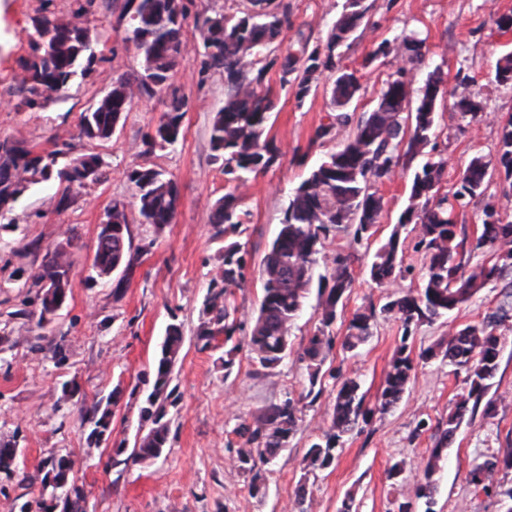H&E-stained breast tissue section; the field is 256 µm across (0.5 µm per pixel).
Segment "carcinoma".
I'll return each instance as SVG.
<instances>
[{
  "instance_id": "obj_1",
  "label": "carcinoma",
  "mask_w": 512,
  "mask_h": 512,
  "mask_svg": "<svg viewBox=\"0 0 512 512\" xmlns=\"http://www.w3.org/2000/svg\"><path fill=\"white\" fill-rule=\"evenodd\" d=\"M249 3V7L232 15L214 9L212 14L199 15L194 20L203 49L202 69L224 76V106L213 116L209 142L215 159L224 162V175L234 183L233 190L216 201L211 223L224 226L226 234L237 232L248 217L240 207L241 189L247 186L250 176L267 171L281 157L274 140L266 134L275 107L269 86L272 70L278 71L281 86H292L299 103L308 97L320 75L334 74L327 88L328 122L318 126L315 139L345 133L338 149L313 165L294 189L280 230L261 260L262 296L252 317L247 345L262 367H275L288 355L290 332L305 306L326 241L341 233L352 236L356 244L370 240V229L385 207L380 187L398 173L414 168L407 205L388 237L376 248L369 266L370 280L379 288L393 289L394 299L379 308L371 304L358 309L348 323L343 348L353 352L364 345L373 335L379 314L400 322L401 344L374 406L365 404L356 379L336 381L329 426L310 445L303 458L304 469L330 467L344 435L402 398L414 370L407 341L416 327L448 316L488 284L503 282V301L480 323L455 327L448 338L420 354L422 359L442 356L454 367V373H464L466 384L458 394L455 410L448 414L446 428L436 435L423 469L424 482L415 487V496L421 498L423 488L434 486L441 449L448 447L469 408L481 405L487 416L496 411V401L486 398L487 381L494 375L500 353L496 328L512 318V222L482 221L475 242L465 248L466 237L458 231L455 213L484 194L488 162L483 155L474 154L466 167V183L450 195L441 192L446 160L433 154L436 146L432 145L436 140L437 112L421 119L428 94L439 88V70L430 73L420 86L414 113L402 114V103L416 80L426 43L419 32L403 33L378 45L370 60L393 55L399 58V65L385 80L373 109L356 119L350 108L362 85L353 83L344 68L336 67L335 57L372 5L366 0H344L325 48L309 47L308 39L300 32L296 49L279 55L271 46L288 27V6L273 0ZM125 14L129 15L132 33L125 40L135 41L142 73L134 78L118 77L94 111L81 113V133L89 139L107 140L131 110L135 98L165 93L167 110L159 120L156 135L146 145L151 149L172 146L180 138L187 106L186 96L174 87V78L184 51L182 31L188 25V8L183 0H125ZM48 34L55 42L51 55L40 47V40ZM29 41L34 55L23 66L20 91L30 95V105L36 104L38 98L47 101L64 91L76 75L85 77L92 72L95 50L80 9L70 17L35 18ZM494 79L512 84L511 52L498 61ZM451 95L456 99L455 106L469 105V111L460 113L462 119L471 123L482 119V108L473 100L468 84L455 86ZM58 155L55 151L33 156L28 150L1 144L0 208L14 201L30 183L54 179L69 185H86L82 167L87 157L94 162L91 181L100 180L102 162L98 155H82L63 168L56 167ZM497 165L503 175L502 190L507 195L512 192V117L499 124ZM129 179L137 189L144 222L158 229L171 223L179 200L176 182L152 167L132 170ZM408 226L415 232L416 247L423 249L426 257L422 285L416 291L396 288L397 280L403 277L401 230ZM478 250L488 253L489 258L473 264L472 253ZM135 261L114 236L101 242L94 267L100 277L109 274V268L118 263L130 270ZM354 261V254L338 251L325 265V274L319 276V324L299 354V361L306 363L310 394L323 377L322 367L333 345L330 328L336 322L338 307L354 288ZM73 265L69 252L56 247L47 252V260L33 275L34 283H48L54 287L53 295L66 297L70 292L66 276ZM246 270L240 244L226 246L223 267L210 281L202 303V315L207 320L200 327L198 339L205 348L219 336L231 344L225 351L226 369L233 366V353L239 348L234 337L242 330L243 321L238 317L234 291L244 286ZM182 343L181 324H169L155 365L154 390L140 408L141 417L152 421L153 427L135 443L130 458L136 461L156 460L165 451L169 427L164 421L165 406L159 399L170 382ZM303 399V395L298 399L289 397L262 408L252 416L251 423L238 427L240 442L235 461L240 470L252 474V490H260L257 462L268 461L296 432L298 405ZM15 459L13 444L1 442L0 472L13 473ZM64 460L63 455L57 457V485L51 491L62 495L60 512H86L83 487L64 468ZM500 463L512 468V448L504 449L502 457L494 461L476 464L469 473L471 484L489 491Z\"/></svg>"
}]
</instances>
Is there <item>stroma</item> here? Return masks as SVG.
I'll return each instance as SVG.
<instances>
[{"label":"stroma","mask_w":512,"mask_h":512,"mask_svg":"<svg viewBox=\"0 0 512 512\" xmlns=\"http://www.w3.org/2000/svg\"><path fill=\"white\" fill-rule=\"evenodd\" d=\"M343 0H287L290 25L280 37V52L305 35L310 45L324 43ZM125 0H87L85 22L99 37L102 59L86 78L76 79L59 97L28 107L19 92L22 64L31 54L27 34L33 18L46 14L69 16L78 0H0V142L35 154L62 151L64 160L96 154L103 176L82 187L58 181L28 185L0 217V438L15 442L18 472L0 474V512H17L24 501L43 492L45 463L66 454L87 495V512H291L294 490L306 484L312 512H339L353 498L355 512H396L412 499V512H425L414 489L423 479V464L434 436L453 411L465 384L442 358L421 359L423 350L447 336L450 326L482 321L501 301V286L493 283L469 303L432 323L418 326L406 341L415 369L402 399L385 413L346 436L333 465L308 472L301 461L310 444L329 423L336 375L357 377L366 404L380 395L402 329L392 319H378L373 335L350 354L342 348L346 326L356 309L385 303V293L369 278L366 262L355 265L356 282L342 313L331 327L334 338L323 369L322 392L315 401L302 400L296 434L275 460L261 466L262 486L252 491L250 477L233 460L236 427L251 422L260 408L309 388L302 364L285 358L277 367H261L252 357L245 334H237L234 365L225 368L223 348H203L197 337L203 320L202 302L211 279L223 264L224 248L238 241L246 251V287L236 294L242 314L253 316L260 303V262L278 233L294 188L310 166L339 147L340 138L315 140L327 111L319 88L296 102L289 88L271 73L276 107L269 130L283 156L267 172L251 177L241 201L248 224L235 236L211 222L215 201L228 191L222 161L210 149L208 128L224 104V78L201 74L194 26L183 32L185 50L175 83L188 97L182 119L184 137L176 145L146 149L166 109L165 95L136 99L112 138L82 136L79 118L109 90L113 79L140 69V59L124 41L128 19ZM512 14V0H374L365 22L341 56L342 65L358 69L362 95L357 112L373 108L380 89L397 67L383 58L365 64L378 44L404 32L426 36L420 74L441 68L446 87L468 80L483 107L484 118L470 125L461 120L451 98L440 104L437 151L447 161L443 190H453L459 172L473 154L489 162L483 198L459 210L456 222L467 239L480 232L482 208L493 203L512 221V194L503 195L494 165L499 118L512 114V85L494 79L497 60L512 51V31L501 32L494 20ZM149 166L163 171L179 189L176 218L155 228L144 223L136 188L128 175ZM409 173L398 174L381 190L385 208L371 238L379 245L404 209ZM125 205L128 243L137 258L131 274L89 281L90 260L101 224L113 202ZM71 241L74 267L64 307L48 321L39 319L41 292L32 276L49 248ZM183 326L184 342L170 384L178 395L167 407L169 444L152 462L113 461L112 444H133L142 425L139 409L152 391L154 364L166 328ZM502 338L499 364L488 397L497 402L494 416L482 410L467 413L444 450L437 474L434 512H504L499 495L474 488L471 467L512 447V320L496 329ZM67 356L56 366L55 350ZM79 386L75 397L62 396L64 382ZM121 388L112 407L108 442L88 447L94 425L91 408ZM404 468L399 479L387 476L394 464Z\"/></svg>","instance_id":"stroma-1"}]
</instances>
